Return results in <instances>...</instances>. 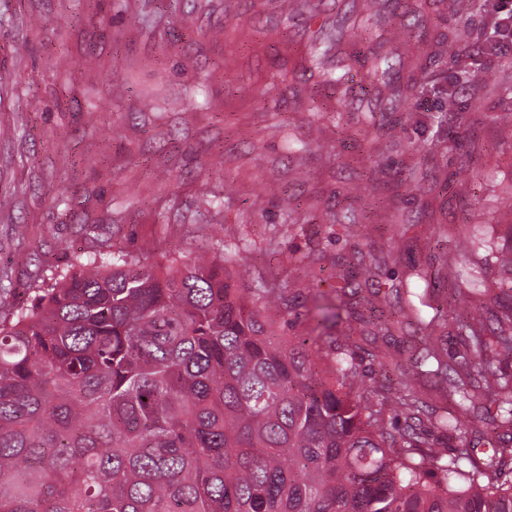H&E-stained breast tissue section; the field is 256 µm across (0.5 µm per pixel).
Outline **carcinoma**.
Wrapping results in <instances>:
<instances>
[{"instance_id": "cac0c4a2", "label": "carcinoma", "mask_w": 512, "mask_h": 512, "mask_svg": "<svg viewBox=\"0 0 512 512\" xmlns=\"http://www.w3.org/2000/svg\"><path fill=\"white\" fill-rule=\"evenodd\" d=\"M373 3L347 17L353 37L323 30L305 61L345 95L360 64L381 111L404 112L416 74L459 56L470 33L407 55L383 31L411 17L423 43L428 19L413 0ZM472 243L446 259L448 310L423 311L432 282L415 264L391 286L446 385L441 405L421 395L418 362L399 387L376 384L381 347L360 355L350 334L291 336L264 319L268 305L293 311L303 288L251 298L204 254L77 256L31 306L0 315V512H512V376L500 368L512 301L454 319L461 367L440 353L453 301L481 293ZM358 277L315 306L318 324H370L388 346L393 308L370 300L364 316L347 302ZM475 408L494 424L490 450L436 447L431 430L461 439Z\"/></svg>"}]
</instances>
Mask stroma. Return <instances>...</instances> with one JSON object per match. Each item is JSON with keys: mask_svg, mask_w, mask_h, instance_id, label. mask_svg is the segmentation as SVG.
<instances>
[{"mask_svg": "<svg viewBox=\"0 0 512 512\" xmlns=\"http://www.w3.org/2000/svg\"><path fill=\"white\" fill-rule=\"evenodd\" d=\"M310 3L313 22L288 0H0V305H30L41 271L101 250L222 253L245 292L305 281L328 298L347 267L385 292L388 269L413 262L444 307L443 260L464 235L480 303L512 297L496 261L512 237V44L453 105V62L427 70L378 127L399 147L373 178L368 113L298 66L336 19V0ZM426 12L446 34H481L490 15Z\"/></svg>", "mask_w": 512, "mask_h": 512, "instance_id": "1", "label": "stroma"}]
</instances>
